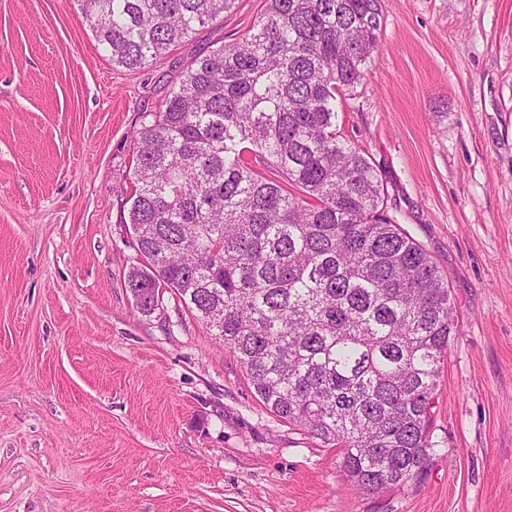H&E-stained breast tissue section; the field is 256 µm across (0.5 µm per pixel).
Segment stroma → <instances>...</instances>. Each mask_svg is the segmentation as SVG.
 <instances>
[{
  "mask_svg": "<svg viewBox=\"0 0 512 512\" xmlns=\"http://www.w3.org/2000/svg\"><path fill=\"white\" fill-rule=\"evenodd\" d=\"M262 4L128 70L76 0H0V512H512V0H381L336 104L454 301L421 485L352 490L171 293L145 316L124 286L133 128Z\"/></svg>",
  "mask_w": 512,
  "mask_h": 512,
  "instance_id": "35a3bbf8",
  "label": "stroma"
}]
</instances>
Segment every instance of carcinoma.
<instances>
[{
  "label": "carcinoma",
  "mask_w": 512,
  "mask_h": 512,
  "mask_svg": "<svg viewBox=\"0 0 512 512\" xmlns=\"http://www.w3.org/2000/svg\"><path fill=\"white\" fill-rule=\"evenodd\" d=\"M112 64L150 65L236 0H79ZM380 0H264L241 38L194 58L131 138L129 231L148 266L136 308L168 288L275 416L340 448L352 489L421 483L432 409L459 333L448 284L383 217L381 178L337 135Z\"/></svg>",
  "instance_id": "1"
}]
</instances>
